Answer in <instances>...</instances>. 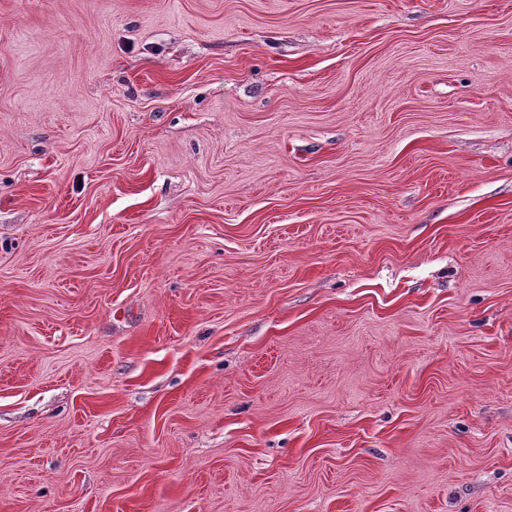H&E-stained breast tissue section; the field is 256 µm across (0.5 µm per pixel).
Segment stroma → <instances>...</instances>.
I'll list each match as a JSON object with an SVG mask.
<instances>
[{
  "label": "stroma",
  "instance_id": "1",
  "mask_svg": "<svg viewBox=\"0 0 512 512\" xmlns=\"http://www.w3.org/2000/svg\"><path fill=\"white\" fill-rule=\"evenodd\" d=\"M0 512H512V0H0Z\"/></svg>",
  "mask_w": 512,
  "mask_h": 512
}]
</instances>
